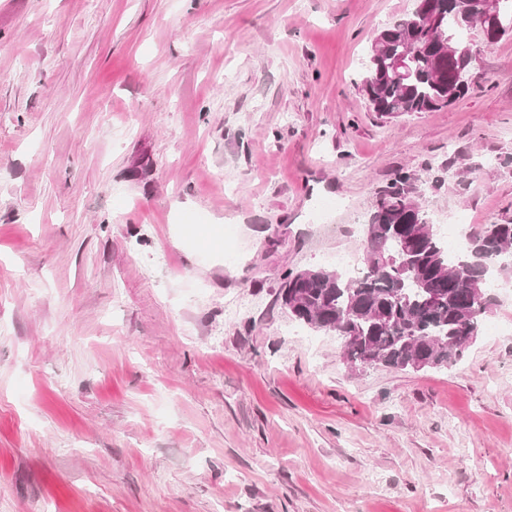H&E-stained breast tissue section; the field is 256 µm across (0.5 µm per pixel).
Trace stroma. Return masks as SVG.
<instances>
[{
    "instance_id": "1",
    "label": "stroma",
    "mask_w": 512,
    "mask_h": 512,
    "mask_svg": "<svg viewBox=\"0 0 512 512\" xmlns=\"http://www.w3.org/2000/svg\"><path fill=\"white\" fill-rule=\"evenodd\" d=\"M414 7L0 0V512H512L511 291L418 372L278 300L398 171L432 223L512 222V38L468 28L439 111L361 92Z\"/></svg>"
}]
</instances>
